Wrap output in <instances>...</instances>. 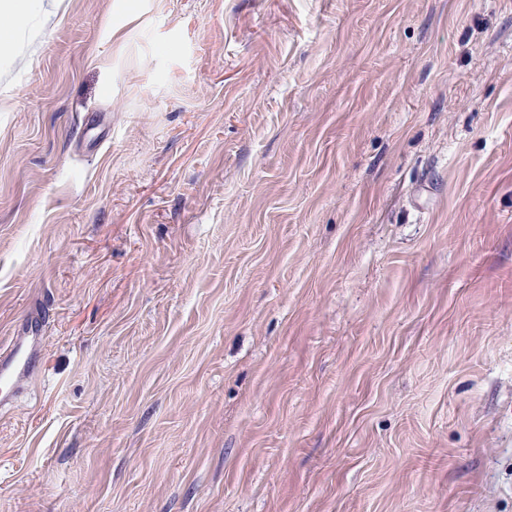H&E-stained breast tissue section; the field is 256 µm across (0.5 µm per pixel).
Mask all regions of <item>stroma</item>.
Instances as JSON below:
<instances>
[{"mask_svg": "<svg viewBox=\"0 0 512 512\" xmlns=\"http://www.w3.org/2000/svg\"><path fill=\"white\" fill-rule=\"evenodd\" d=\"M33 324L0 512H512V0H40L0 347Z\"/></svg>", "mask_w": 512, "mask_h": 512, "instance_id": "stroma-1", "label": "stroma"}]
</instances>
